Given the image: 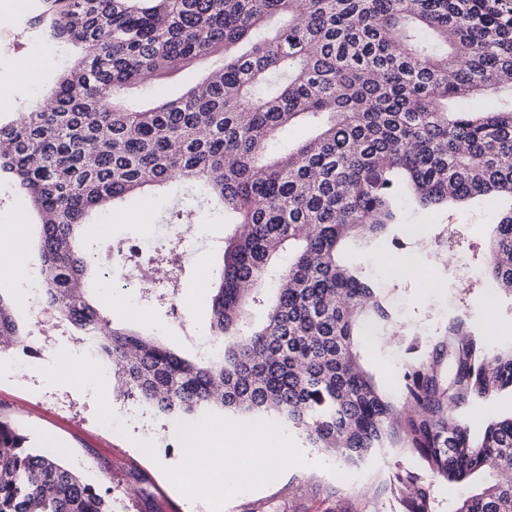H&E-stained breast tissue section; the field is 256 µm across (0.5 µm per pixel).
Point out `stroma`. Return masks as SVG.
I'll return each instance as SVG.
<instances>
[{
  "instance_id": "stroma-1",
  "label": "stroma",
  "mask_w": 512,
  "mask_h": 512,
  "mask_svg": "<svg viewBox=\"0 0 512 512\" xmlns=\"http://www.w3.org/2000/svg\"><path fill=\"white\" fill-rule=\"evenodd\" d=\"M6 2L0 0V90L13 103L10 109L0 110L4 124L17 121L32 103L49 95L66 60L59 47L37 39L28 25L37 12L38 0H26L25 10L19 12L8 8ZM26 58L38 62L36 78L18 71V63ZM213 68L210 62L182 66L172 75L140 81L126 97L133 103L174 97ZM511 205V199L496 194L433 211L408 205L393 237L370 247L357 239L345 244V261L360 267L364 276L382 288L401 329L396 336L374 328L364 338L363 362L383 383L391 386L400 378L408 337L433 335L436 327L463 309L475 326L490 325L499 340L512 341V296L471 287L468 271L457 270L454 264L457 257L473 256L476 247L488 239L494 220ZM183 207L192 210L196 229L191 259L183 261L172 253L167 256L168 267L178 270L177 290H169L162 279L148 291H140L121 262L122 248L146 239L169 245L179 230L176 213ZM1 224L13 225L14 236L0 239V251L23 246L30 271L38 272L35 243L39 220L5 180H0ZM413 224L422 227L425 245L411 244L409 227ZM235 229L194 186L172 179L164 191L128 198L104 211L99 223L84 226V247L94 255L97 271L89 285L99 288L98 276L105 273L114 289L121 291L122 302L108 309L113 326L153 336L178 355L196 359L198 339L208 333L209 286L222 264L224 240ZM422 270L438 272L440 287H427L418 276ZM0 293L15 299L14 314L32 348L30 363L18 375L0 376V419L18 428L30 447L57 449L60 460L87 483L111 488L112 512H170L175 505L181 512H209L204 503H190L160 470L161 465L172 466L182 458L180 444L169 439L173 418L152 407L143 415L124 417L130 432L125 438L96 420L92 391L45 385L39 367L50 363L60 348H72L76 337L53 315L33 317L29 305L32 289L1 268ZM174 298L184 309L179 320L170 309ZM135 436L155 441L157 460H150L132 444ZM304 453L307 465L289 468L271 484L233 497L223 512H402L391 480L397 469L415 467L412 457L389 449L377 451L359 464L347 466L348 477L342 480L315 468V461L326 460L324 451L308 447ZM365 485L371 487V495H361Z\"/></svg>"
}]
</instances>
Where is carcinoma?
Listing matches in <instances>:
<instances>
[{
    "mask_svg": "<svg viewBox=\"0 0 512 512\" xmlns=\"http://www.w3.org/2000/svg\"><path fill=\"white\" fill-rule=\"evenodd\" d=\"M41 2L31 29L80 54L50 103L0 124V179L40 219L43 301L57 318L96 337L124 387L163 414L217 405L282 418L347 463L397 448L422 466L392 477L403 512H436L437 483L478 476L455 512H512V415L478 431L466 420L512 391V345L490 348L462 314L426 343L411 337L396 393L384 391L361 343L394 311L339 259L347 239L400 224L404 201L512 198V0ZM274 16L288 24L253 40ZM217 54L216 71L181 96L123 102L144 73ZM300 123L315 134L269 154ZM174 177L202 184L240 224L211 298L210 336L224 342L212 361L112 326L85 294L93 261L80 227ZM473 279L512 294V206ZM2 336L19 345L25 333L0 293ZM0 512H112V490L0 421Z\"/></svg>",
    "mask_w": 512,
    "mask_h": 512,
    "instance_id": "1",
    "label": "carcinoma"
}]
</instances>
